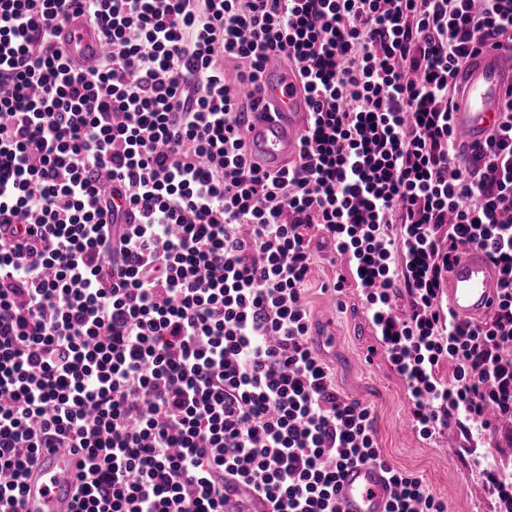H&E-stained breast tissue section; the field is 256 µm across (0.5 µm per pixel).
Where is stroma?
Masks as SVG:
<instances>
[{"label":"stroma","instance_id":"1","mask_svg":"<svg viewBox=\"0 0 512 512\" xmlns=\"http://www.w3.org/2000/svg\"><path fill=\"white\" fill-rule=\"evenodd\" d=\"M335 276V267L315 253L304 290L312 317H320L335 298L327 290ZM338 298L342 305L336 310L335 347L321 358L332 369L342 396L372 408L377 444L388 463L422 480L447 504L448 512H499L478 480L473 457L444 444L441 437L422 439L408 425L412 398L407 382L381 346L355 283L347 282Z\"/></svg>","mask_w":512,"mask_h":512}]
</instances>
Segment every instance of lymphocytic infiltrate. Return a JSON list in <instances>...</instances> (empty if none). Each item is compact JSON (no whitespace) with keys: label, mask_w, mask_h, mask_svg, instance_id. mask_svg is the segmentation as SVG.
I'll list each match as a JSON object with an SVG mask.
<instances>
[{"label":"lymphocytic infiltrate","mask_w":512,"mask_h":512,"mask_svg":"<svg viewBox=\"0 0 512 512\" xmlns=\"http://www.w3.org/2000/svg\"><path fill=\"white\" fill-rule=\"evenodd\" d=\"M73 9L108 46L91 71L55 43ZM489 44L512 51V0H0V512L53 448L79 457L75 512H342L357 463L385 470L388 512H446L310 342L316 247L347 262L333 290L361 289L419 434L476 431L511 506L512 85L479 147L451 126ZM272 54L310 104L274 173L234 90ZM466 246L499 276L475 323L444 292Z\"/></svg>","instance_id":"f902f5d3"}]
</instances>
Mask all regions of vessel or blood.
<instances>
[{"label":"vessel or blood","mask_w":512,"mask_h":512,"mask_svg":"<svg viewBox=\"0 0 512 512\" xmlns=\"http://www.w3.org/2000/svg\"><path fill=\"white\" fill-rule=\"evenodd\" d=\"M57 45L70 63L87 70L106 53L104 38L80 13H69L60 27ZM512 81V53L483 48L459 77V92L452 125L461 143L471 147L484 141L503 108V88ZM266 112L249 123L245 143L250 160L274 172L293 161L309 112L307 94L299 79L270 56L263 78ZM498 276L479 250L462 253L448 268L446 293L449 309L457 318L477 321L494 306ZM77 458L69 449L44 452L30 471L23 495V512H73ZM338 496L343 512H386L387 480L370 464L347 468Z\"/></svg>","instance_id":"1"}]
</instances>
